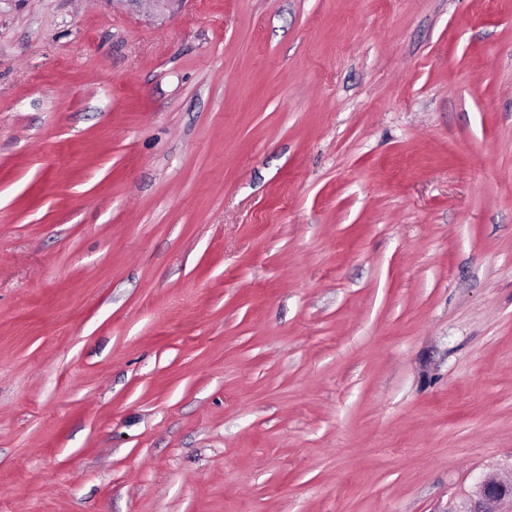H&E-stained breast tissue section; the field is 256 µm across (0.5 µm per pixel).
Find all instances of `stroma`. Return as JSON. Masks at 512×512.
I'll return each mask as SVG.
<instances>
[{"label": "stroma", "mask_w": 512, "mask_h": 512, "mask_svg": "<svg viewBox=\"0 0 512 512\" xmlns=\"http://www.w3.org/2000/svg\"><path fill=\"white\" fill-rule=\"evenodd\" d=\"M512 478V0H0V512H466Z\"/></svg>", "instance_id": "obj_1"}]
</instances>
